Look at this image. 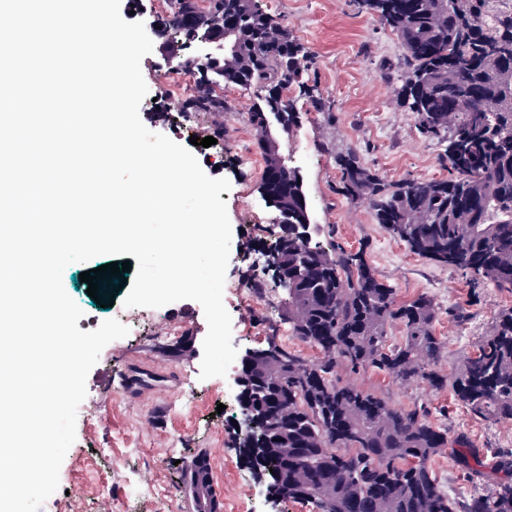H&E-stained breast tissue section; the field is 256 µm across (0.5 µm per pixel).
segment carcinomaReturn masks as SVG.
Returning a JSON list of instances; mask_svg holds the SVG:
<instances>
[{
	"mask_svg": "<svg viewBox=\"0 0 512 512\" xmlns=\"http://www.w3.org/2000/svg\"><path fill=\"white\" fill-rule=\"evenodd\" d=\"M397 36L401 94L421 133L446 144L450 177L389 184L348 149L336 154L342 192L363 199L377 223L437 264L512 291V0H358ZM162 34L182 53L194 91L183 113L221 114L222 85L257 89L253 124L275 118L284 133L303 99L330 112L303 80L302 49L253 0H173ZM262 192L281 233L270 249L278 279L251 283L282 294L293 336L321 352L307 361L268 338L243 363L258 451L251 462L278 495L318 512H512V452H496L482 472L493 491L451 496L432 468L448 431L421 409L397 407L336 377L371 368L408 382L451 385L465 408L489 422L512 418V310L450 375L433 369L445 344L436 310L420 296L396 299L363 252L311 231L303 180L274 139L260 144ZM405 327L388 344L387 326Z\"/></svg>",
	"mask_w": 512,
	"mask_h": 512,
	"instance_id": "cac0c4a2",
	"label": "carcinoma"
}]
</instances>
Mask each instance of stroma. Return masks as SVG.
I'll use <instances>...</instances> for the list:
<instances>
[{
	"instance_id": "1",
	"label": "stroma",
	"mask_w": 512,
	"mask_h": 512,
	"mask_svg": "<svg viewBox=\"0 0 512 512\" xmlns=\"http://www.w3.org/2000/svg\"><path fill=\"white\" fill-rule=\"evenodd\" d=\"M254 2L302 47L303 78L331 105L327 115L301 112L294 138L279 127L271 129L286 164L303 177L312 224L344 249L363 251L378 276L395 289L398 301L421 294L433 300L435 334L445 343L439 371L453 372L490 334L499 313L512 308V293L489 283L473 284L461 272L410 253L377 224L366 202L343 194L335 161L337 151L354 150L390 184L447 177L443 145L420 132L400 101L399 41L355 0ZM152 42V52L141 61L148 87L139 108L141 121L149 130L192 147L209 177L231 184L220 194L232 229L223 301L238 353L264 347L274 335L304 359H317L319 350L291 336L280 320L279 302L247 307L235 292L254 269L262 268V253L270 245L265 227L276 221L262 194V176L253 167L262 157V136L249 115L255 89L227 87L224 115L181 116L177 89L190 78L164 37L153 36ZM219 122L224 125L222 146H191V137L209 136ZM106 262L101 256L68 266L63 285L84 312L77 323L80 330L96 329L98 320L109 315L127 325L129 333L104 347L87 376L76 440L61 465L59 487L40 512H190L186 472L203 453L212 460L222 512H317L307 502L270 499L242 457L229 419L236 409L227 398L231 377H200L207 333L201 305L181 300L160 308H128L122 289L112 307L100 308L79 275ZM128 370L149 374L158 387L126 393L110 377ZM337 375L396 406L427 408L433 423L447 427L450 450L436 456L434 469L452 496L463 498L484 486L480 476L454 464L452 449L475 452L484 461L492 452L512 449V420L491 424L474 417L451 387L437 389L421 379L403 385L373 369H341ZM221 403L226 406L222 412L217 409ZM150 487L160 489V496L147 495Z\"/></svg>"
}]
</instances>
